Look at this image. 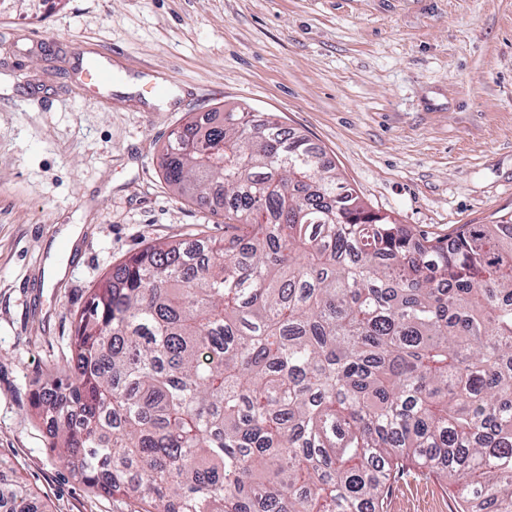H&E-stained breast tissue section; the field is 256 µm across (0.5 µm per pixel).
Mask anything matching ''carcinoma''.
Wrapping results in <instances>:
<instances>
[{
	"label": "carcinoma",
	"instance_id": "1",
	"mask_svg": "<svg viewBox=\"0 0 512 512\" xmlns=\"http://www.w3.org/2000/svg\"><path fill=\"white\" fill-rule=\"evenodd\" d=\"M224 239L148 244L71 315L52 447L138 512H385L410 467L512 512V218L417 237L269 112L170 136ZM0 512H45L0 478Z\"/></svg>",
	"mask_w": 512,
	"mask_h": 512
}]
</instances>
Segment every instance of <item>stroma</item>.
<instances>
[{
    "instance_id": "obj_1",
    "label": "stroma",
    "mask_w": 512,
    "mask_h": 512,
    "mask_svg": "<svg viewBox=\"0 0 512 512\" xmlns=\"http://www.w3.org/2000/svg\"><path fill=\"white\" fill-rule=\"evenodd\" d=\"M77 43L113 87L82 83ZM238 105L276 115L413 233L512 215V0H65L38 19L14 0L0 10V462L47 512H130L52 447L35 402L116 265L223 238L161 154L191 118ZM455 492L414 469L388 512H455Z\"/></svg>"
}]
</instances>
